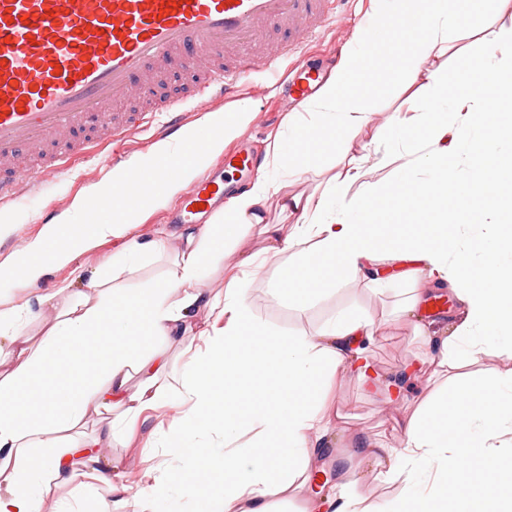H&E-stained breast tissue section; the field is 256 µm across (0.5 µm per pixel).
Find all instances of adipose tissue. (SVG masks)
<instances>
[{"instance_id": "ef3b65f1", "label": "adipose tissue", "mask_w": 512, "mask_h": 512, "mask_svg": "<svg viewBox=\"0 0 512 512\" xmlns=\"http://www.w3.org/2000/svg\"><path fill=\"white\" fill-rule=\"evenodd\" d=\"M502 2L415 0L410 15L422 21V33L395 76L385 72L389 41L382 23L361 31L318 98L289 120L287 140L276 142L267 161L273 178L232 195L187 238L161 284L128 287L119 278L140 259L165 253L166 238L140 242L134 215L83 223L80 198L74 222L51 225L28 245L21 259L30 283L99 241L114 240L119 250L111 275L84 288L67 282L40 297L51 325L37 343L19 338L27 304L0 305V366L9 369L0 380V512H44L61 485L85 473L112 490L98 500L96 512L165 495V483L116 481L101 463L100 439L85 427L91 411L116 406L123 412L112 422L113 437L137 430L149 415L174 411L168 429L152 433L145 445L166 449L196 497V512H269L270 502L311 482L328 422V378L347 369L371 382L367 350L386 335L371 317L345 313L310 334L267 333L252 319L236 267L223 296H210L203 286L206 270L221 264L226 246L253 225H264L270 251L284 257L274 292L290 295L297 313L330 288L406 279L414 285L401 308L408 316L434 289L448 285L460 294L463 308L453 332L432 360L438 369L458 367L495 339L512 340V157L501 150L512 142V58L499 55L503 45H512V27L492 24ZM470 4L473 17L460 26L458 10ZM469 36L480 42L478 54L463 45ZM448 53L463 57V65L433 72L429 94L411 105L412 118L388 122L425 147L411 161L394 150L376 161L374 168H392V182L375 187L372 168L354 158L320 194L285 191L297 172L295 155L326 152L373 123L371 85L384 91L396 81L412 85L430 59ZM458 147L471 154L463 179L456 172ZM177 155L183 163L172 177L163 164ZM154 167L161 185L138 199L136 211L197 172L179 140L158 146ZM273 198L282 212L296 216L292 233L268 223ZM396 207L412 216L411 224H386ZM461 227L474 232L468 243L460 241ZM203 306L217 316L199 330L192 316ZM190 335L197 344L187 347L180 368H172L156 339ZM509 435L512 378L469 381L410 418L396 452L377 456L386 477L403 484V497L369 508L356 489L343 512H452L464 503L471 512H512V466L502 463ZM203 448H220L224 455L204 461ZM458 459L466 467L449 469ZM478 464L497 472L496 483L473 481Z\"/></svg>"}]
</instances>
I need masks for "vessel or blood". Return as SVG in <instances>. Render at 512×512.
Returning <instances> with one entry per match:
<instances>
[{"label": "vessel or blood", "mask_w": 512, "mask_h": 512, "mask_svg": "<svg viewBox=\"0 0 512 512\" xmlns=\"http://www.w3.org/2000/svg\"><path fill=\"white\" fill-rule=\"evenodd\" d=\"M0 0V204L16 198L37 172L18 166L26 154L44 168H60L97 140L120 144L147 123L149 110L165 113L169 128L184 125V106L215 97L233 101L248 75H279L291 61L298 100L312 96L319 73L292 58L296 43L314 37L316 26L344 15L350 0ZM288 32L289 42L256 57L251 49L269 36ZM196 59L188 82L175 94L150 100L148 109L116 111L141 75L159 82ZM252 172L261 157L242 145L225 157ZM151 184L142 170L129 171L85 203L96 222L111 206L130 205ZM222 186L202 175L178 221L211 204Z\"/></svg>", "instance_id": "obj_1"}]
</instances>
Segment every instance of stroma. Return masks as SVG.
<instances>
[{"mask_svg": "<svg viewBox=\"0 0 512 512\" xmlns=\"http://www.w3.org/2000/svg\"><path fill=\"white\" fill-rule=\"evenodd\" d=\"M381 7V0H352L343 19L325 26L318 39L304 46L310 65L321 68L324 74H332L336 64L355 46L364 19L375 17ZM242 84L241 96L231 105L213 101L190 109L186 114L187 125L205 129L210 126L215 113L227 108L236 111L241 105H248V120L237 136L225 143V151L245 144L257 151L270 153L275 140L287 132L289 114L304 111L305 106L297 101L290 86H271L262 73L243 78ZM370 94L377 113L375 122L358 132L348 143L338 146L335 152L302 159L300 173L288 180L289 191L321 192L329 176L343 170L351 158L360 157L367 148L381 152L391 144L404 156H411L414 143L405 142L385 125L391 114H405L408 108L406 94L397 87L386 95L375 88ZM115 170L112 143L107 140L73 159L68 167L28 182L20 197L0 206V267L12 265L25 248L42 235L47 225L67 222L74 200L91 186L110 181ZM186 195V190H179L158 206L141 212L137 228L139 240L149 241L162 230L168 236L171 250L161 257L136 264L123 274V283L137 286L159 282L174 259V250L182 246L188 234L208 221V214L203 213L196 215L191 224L174 222L176 207ZM266 248L265 236L259 228L253 227L229 257L235 261L247 255L265 256L263 268L246 276L242 286L251 300L255 322L268 333L311 332L330 317L347 311L368 314L387 330L386 341L375 345L369 352L380 377L379 384L365 385L350 373L333 376L331 380L333 410L337 418L329 424L320 443V458L329 480L318 494L329 500L324 512H336L341 494L349 492L353 481L359 478V463L367 445L397 448L401 434L399 421L416 414L424 401L445 394L444 376L435 374L429 363L438 348L434 345L422 347L412 325L399 312L403 299L408 297L412 288L411 283L405 280L393 281L381 294L361 283L326 291L313 300L306 317H298L289 299L274 298L266 293L280 262L279 257L267 254ZM114 252L112 241L100 242L81 252L75 266L49 267L36 287L8 282L0 284V299L15 303L31 299V314L23 332L28 336L35 335L49 324L48 317L41 313L35 302L36 297L49 294L61 283L70 281L77 269L87 281L110 273ZM111 420L108 413L92 418V430L104 434L102 446L107 450L104 463L127 476L131 473L129 463L135 460L153 476L162 477L168 466L164 449H143L142 438L138 435L129 440L107 438Z\"/></svg>", "mask_w": 512, "mask_h": 512, "instance_id": "1", "label": "stroma"}]
</instances>
